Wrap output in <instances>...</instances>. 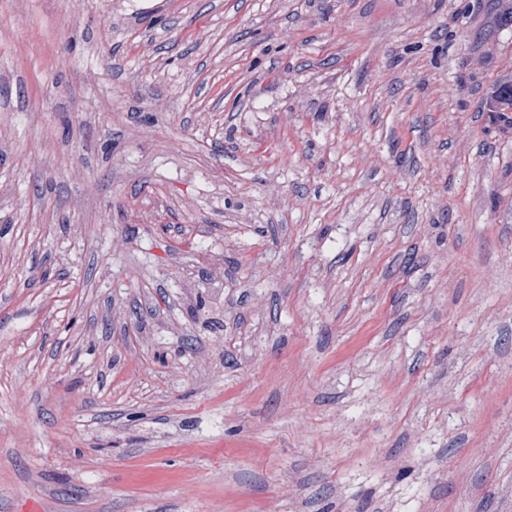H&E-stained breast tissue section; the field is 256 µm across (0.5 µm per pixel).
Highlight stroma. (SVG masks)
<instances>
[{
	"label": "stroma",
	"mask_w": 512,
	"mask_h": 512,
	"mask_svg": "<svg viewBox=\"0 0 512 512\" xmlns=\"http://www.w3.org/2000/svg\"><path fill=\"white\" fill-rule=\"evenodd\" d=\"M512 0H0V512H512Z\"/></svg>",
	"instance_id": "obj_1"
}]
</instances>
